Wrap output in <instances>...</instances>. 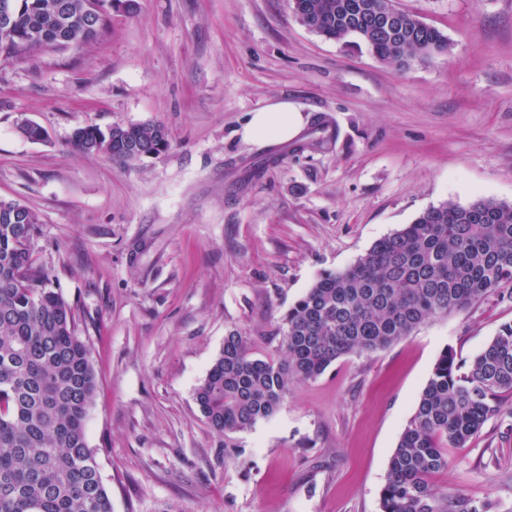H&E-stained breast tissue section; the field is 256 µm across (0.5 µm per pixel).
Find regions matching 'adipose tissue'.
<instances>
[{
  "instance_id": "obj_1",
  "label": "adipose tissue",
  "mask_w": 512,
  "mask_h": 512,
  "mask_svg": "<svg viewBox=\"0 0 512 512\" xmlns=\"http://www.w3.org/2000/svg\"><path fill=\"white\" fill-rule=\"evenodd\" d=\"M307 123L294 103L275 100L251 112L238 134L248 144L285 143L298 138Z\"/></svg>"
}]
</instances>
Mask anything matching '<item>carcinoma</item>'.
<instances>
[{
	"label": "carcinoma",
	"instance_id": "carcinoma-1",
	"mask_svg": "<svg viewBox=\"0 0 512 512\" xmlns=\"http://www.w3.org/2000/svg\"><path fill=\"white\" fill-rule=\"evenodd\" d=\"M0 22V58L99 39L106 0H12ZM391 0H296V18L327 39L357 36L382 63L410 66L448 49L436 28ZM71 145L123 165L169 148L157 123L74 130ZM39 217L13 202L0 208V512H112L86 417L97 391L88 345L75 334L65 299L33 266ZM498 292L512 298V205L481 199L443 203L378 240L348 268L322 274L283 318L275 356L253 352L231 331L195 389L215 432L246 431L272 417L293 384L313 381L339 358L387 348L427 320L460 312ZM512 395V323L470 360L445 350L392 453L381 512H498L464 491L439 492L431 477L448 449L465 448Z\"/></svg>",
	"mask_w": 512,
	"mask_h": 512
}]
</instances>
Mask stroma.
I'll list each match as a JSON object with an SVG mask.
<instances>
[{"instance_id": "obj_1", "label": "stroma", "mask_w": 512, "mask_h": 512, "mask_svg": "<svg viewBox=\"0 0 512 512\" xmlns=\"http://www.w3.org/2000/svg\"><path fill=\"white\" fill-rule=\"evenodd\" d=\"M448 39L408 68L328 40L290 0H135L96 42L0 65V200L40 218L35 267L71 306L98 390L86 420L113 512H380L389 459L445 349L512 322L493 293L294 384L252 429L214 433L194 399L238 330L274 354L325 271L445 202L512 204V0H395ZM299 106L303 134L244 143L250 112ZM47 133L32 141L22 121ZM158 122L133 166L74 129ZM431 482L512 512V397Z\"/></svg>"}]
</instances>
